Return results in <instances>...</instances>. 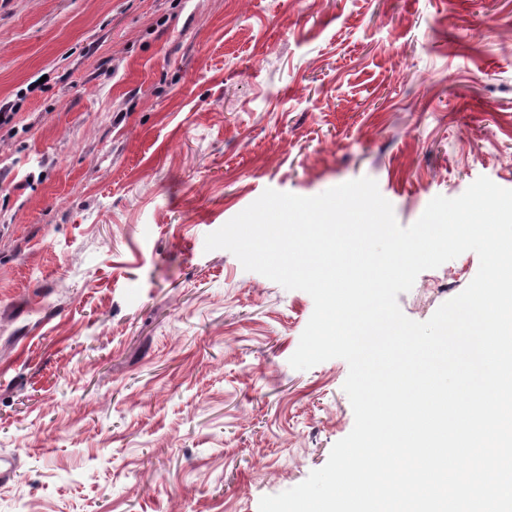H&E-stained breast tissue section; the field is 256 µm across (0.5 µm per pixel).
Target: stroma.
I'll list each match as a JSON object with an SVG mask.
<instances>
[{"instance_id": "stroma-1", "label": "stroma", "mask_w": 512, "mask_h": 512, "mask_svg": "<svg viewBox=\"0 0 512 512\" xmlns=\"http://www.w3.org/2000/svg\"><path fill=\"white\" fill-rule=\"evenodd\" d=\"M0 512H259L353 428L309 294L205 237L376 181L512 189V0H0ZM466 252L398 304L423 322Z\"/></svg>"}]
</instances>
